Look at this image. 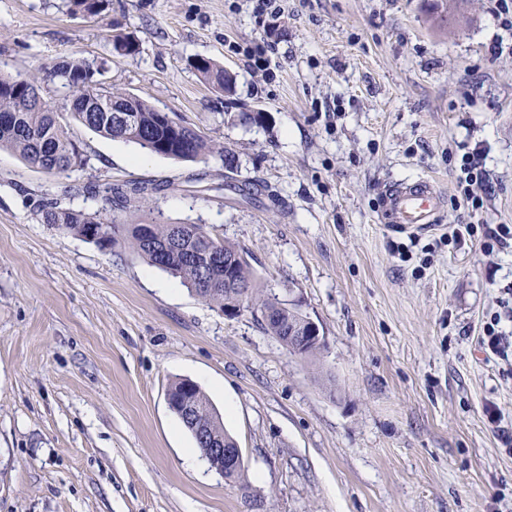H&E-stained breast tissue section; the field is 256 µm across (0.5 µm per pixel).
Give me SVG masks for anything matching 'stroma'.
<instances>
[{
	"mask_svg": "<svg viewBox=\"0 0 512 512\" xmlns=\"http://www.w3.org/2000/svg\"><path fill=\"white\" fill-rule=\"evenodd\" d=\"M0 0V76L106 59L135 94L236 156L185 162L72 125L99 182L151 181L146 204L71 198L0 151V512H512V362L483 328L512 333V245L456 242L458 224L512 226V11L463 0L445 24L424 0ZM139 38L132 56L114 34ZM265 48L261 68L246 53ZM223 65L229 91L195 58ZM490 193L464 206L463 155ZM432 178L435 230L393 234L387 184ZM115 220L111 250L38 223L44 194ZM200 224L243 249L255 280L320 327L314 359L250 312L200 302L129 247L130 224ZM197 383L241 448L245 486L204 458L168 407ZM499 414L490 423L487 408ZM200 77L209 85L218 89H230L231 78L224 68L209 58H203L200 66H194Z\"/></svg>",
	"mask_w": 512,
	"mask_h": 512,
	"instance_id": "stroma-1",
	"label": "stroma"
}]
</instances>
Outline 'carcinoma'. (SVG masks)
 Segmentation results:
<instances>
[{"label": "carcinoma", "instance_id": "1", "mask_svg": "<svg viewBox=\"0 0 512 512\" xmlns=\"http://www.w3.org/2000/svg\"><path fill=\"white\" fill-rule=\"evenodd\" d=\"M73 14L99 15L106 11L109 0H65ZM107 68L101 62L97 68L89 61L74 57L49 68L50 78L69 90L66 100L70 120L112 140L139 145L142 149L164 157L196 162L212 154L222 157L224 166L235 169V156L198 131L184 125L173 113L162 118V112L138 96L115 93L96 87L97 75ZM207 84L230 88L231 78L214 60L205 58L195 67ZM43 99L40 87L32 78L18 86L10 78H0V150H9L27 163L49 175L91 168V158L58 121L50 101ZM126 107L134 117L135 126L127 131L114 127L112 109ZM162 191L157 184H95L87 181L76 187L75 195L86 199L97 195L109 206L127 209L147 197ZM36 219L53 224L94 243L102 250L112 249L118 225L103 221L101 211H87L47 198L39 205ZM130 246L151 265L180 280L200 301L224 309L243 302L262 328L271 336L286 340L287 323L297 321L303 313L296 307L283 309L272 294L256 287L252 267L238 247L216 240L199 224H135L130 230ZM214 252L221 253L229 264L211 265ZM170 392L179 419L192 433L196 447L205 452L210 441L227 444L233 438L224 431L221 417L205 393L197 385H187L182 379L171 384Z\"/></svg>", "mask_w": 512, "mask_h": 512}]
</instances>
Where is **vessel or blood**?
Wrapping results in <instances>:
<instances>
[{
    "label": "vessel or blood",
    "instance_id": "1",
    "mask_svg": "<svg viewBox=\"0 0 512 512\" xmlns=\"http://www.w3.org/2000/svg\"><path fill=\"white\" fill-rule=\"evenodd\" d=\"M443 197L426 178L385 186L380 196L381 218L395 233L426 232L439 220Z\"/></svg>",
    "mask_w": 512,
    "mask_h": 512
}]
</instances>
